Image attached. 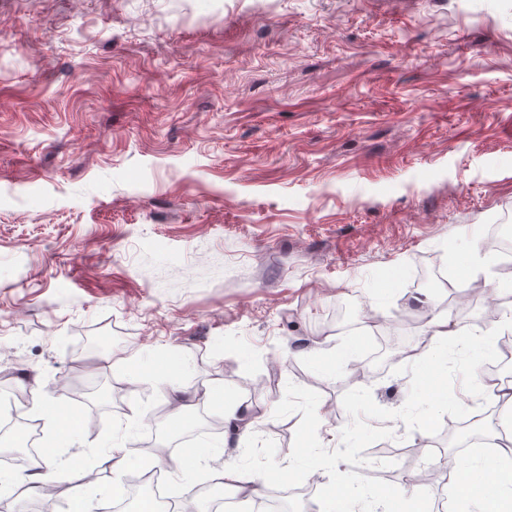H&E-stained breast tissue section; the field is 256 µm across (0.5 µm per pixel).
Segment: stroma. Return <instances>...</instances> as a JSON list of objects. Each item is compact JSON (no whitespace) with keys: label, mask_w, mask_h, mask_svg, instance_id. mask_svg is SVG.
Here are the masks:
<instances>
[{"label":"stroma","mask_w":512,"mask_h":512,"mask_svg":"<svg viewBox=\"0 0 512 512\" xmlns=\"http://www.w3.org/2000/svg\"><path fill=\"white\" fill-rule=\"evenodd\" d=\"M498 223L512 0H0V400L39 392L80 420L58 463L94 512L148 464L145 414L165 446L177 405L164 384L142 399L111 351L174 358L188 394L223 387L283 465L301 416L274 409L287 384L312 389L333 450L347 390L405 403L395 369L429 344L405 318L503 323L493 292L466 293L465 250ZM95 334L107 346L79 353ZM454 390L464 428L498 432L500 405ZM386 426L366 476L449 512L458 432ZM243 449L227 432L206 467L162 479L209 483Z\"/></svg>","instance_id":"35a3bbf8"}]
</instances>
